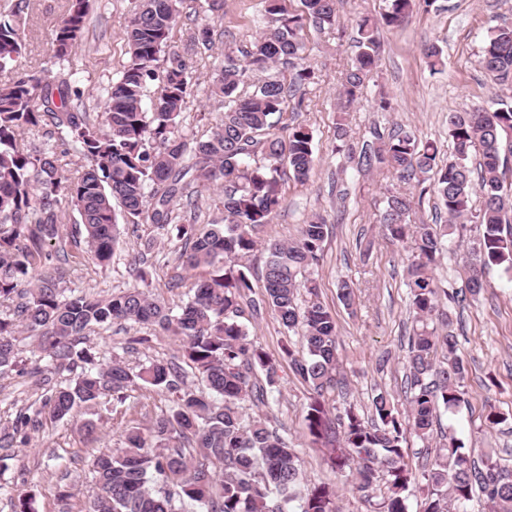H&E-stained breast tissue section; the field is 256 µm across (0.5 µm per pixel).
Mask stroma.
I'll use <instances>...</instances> for the list:
<instances>
[{
  "instance_id": "1",
  "label": "stroma",
  "mask_w": 512,
  "mask_h": 512,
  "mask_svg": "<svg viewBox=\"0 0 512 512\" xmlns=\"http://www.w3.org/2000/svg\"><path fill=\"white\" fill-rule=\"evenodd\" d=\"M65 6V0H30L25 50L15 69L59 71L49 42ZM135 6V0H92L88 29L73 60V79L83 92L91 120H100L107 89L127 61L123 31ZM197 8L196 0H185L171 48L184 55L200 81L180 117L181 128L185 134L203 139L223 113L224 104L207 98L201 84L222 65L225 49L254 39L259 0H224L220 18L213 24L212 50L196 55L186 52L185 47L195 30ZM385 8V0H338L336 26H307L306 63L315 79L302 89L306 108L299 119L313 132L316 161L305 182H284V207L262 232L263 239L284 240L295 237L312 214H322L327 220L323 255L311 274L318 283L321 301L336 317L337 357L345 386L325 395L326 408L334 420L342 418L352 404L363 417H371L372 399L381 391L392 396L399 409H407L406 375L414 329L407 266L414 242L409 238L388 239L379 215L389 193L398 192L413 198L412 223L431 224L437 216L428 184L400 181L382 167L360 169L347 152L337 150V122H344L354 148L373 142L378 133L411 131L419 139L436 141L441 147L440 159L445 162L454 158L448 136L449 113L512 101V81H492L476 65L489 31L512 25V0H434L431 7L414 10L398 26H379L377 67L354 105L341 111L343 72L356 53V22L363 17H379ZM432 44L440 47L445 57V65L438 72L430 70L425 56ZM382 97L389 100L388 109L378 108ZM480 236L478 224H457L449 249L435 269L440 288L453 292L464 287V257L477 247ZM149 237L155 238L156 244L148 289L161 301L180 303L207 272L185 269L167 238L154 236L145 225L121 224L120 242L108 268L98 266L78 247L70 258L53 261L43 272L59 287L109 296L134 285L130 263ZM176 278L181 281L177 288L172 285ZM484 280V289L466 301H442L467 369L466 395L458 408L440 413L430 442L412 435L407 438L404 461L413 477L409 512H420L430 462L447 437L476 448L495 449L501 465L512 469V274L494 266ZM345 282L355 292L350 307L339 298V288ZM249 334L272 356H279L285 343L290 344L296 358L306 356L301 334H286L270 312L252 320ZM86 337L100 364L117 356L135 369L149 360H167L179 353L176 341L155 335L146 325L115 323L94 328ZM72 378V373L60 371L51 374L49 384L43 385L17 370L0 376V430L11 429L22 411L37 421L27 431L26 446L0 448V463L5 466L0 473V512H15L16 495L21 491L34 494L38 512H85L93 485L92 456L102 448L121 447L126 429L148 426L169 410L174 399L168 391L135 389L128 392L124 402L107 398L96 405L78 407L70 418L50 419L44 407L49 385L65 384ZM312 396L310 386L285 362L263 409L270 426L288 437L303 461V480L296 496L304 498L315 487L330 484L336 488L337 512H370V505L342 474L328 466L326 448L313 442L304 420ZM492 407L503 414L505 424L489 427L486 415ZM88 420L98 428L91 438L82 430Z\"/></svg>"
}]
</instances>
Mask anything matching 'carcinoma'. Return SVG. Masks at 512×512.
I'll list each match as a JSON object with an SVG mask.
<instances>
[{"label": "carcinoma", "instance_id": "carcinoma-1", "mask_svg": "<svg viewBox=\"0 0 512 512\" xmlns=\"http://www.w3.org/2000/svg\"><path fill=\"white\" fill-rule=\"evenodd\" d=\"M304 13L290 14L284 0H261L265 29L249 46L224 54V66L207 82L211 97L224 98V112L210 134L190 140L179 130L191 86L183 57L169 56L158 71L161 54L170 47L173 28L184 0H139L125 31L128 60L112 83L102 121H90L73 85V72L62 69L53 78L44 70L15 72L0 85V304L18 297L9 317H0V373L22 362L16 334L36 337L33 353L53 369H80L65 385L55 387L45 406L56 419L76 407L92 405L143 386L177 393L169 411L144 429L126 431L124 446L106 448L94 456V487L86 512H288L293 492L303 479L301 460L288 439L270 429L264 415H245L242 402L257 408L268 403L277 383L278 361L249 339L247 317L272 311L288 330L302 327L307 357L293 360L290 347L283 356L317 393L305 421L314 440L335 434L320 397L338 385L336 319L319 300L316 282L306 276L316 265L328 236L320 215L301 225L296 237L263 242L261 228L282 208L283 176L307 180L315 162L313 134L301 122H288V111L300 112V86L315 74L305 64L304 29L312 22L322 29L336 25V0H301ZM382 14L387 26H397L415 7L434 0H389ZM30 0H14L0 11V71L10 70L25 48V14ZM223 0H203L205 24L190 38L188 50L212 49L209 22L219 16ZM89 0H68L53 32V58L68 62L81 42L89 17ZM358 51L343 77L342 98L350 104L378 59L374 25H358ZM491 79L512 77V26L494 29L477 60ZM294 70L292 79L278 68ZM266 77L254 84L252 77ZM160 80L162 91L152 110L144 107L147 83ZM43 132L39 147H28L23 135ZM454 160L439 165V148L419 144L416 135L402 131L366 145L358 155L365 170L384 166L405 182L425 181L454 223L468 216L482 227L478 247L465 261L467 288L451 294L457 302L484 288L485 269L501 266L512 271V232L504 234L512 213V191L499 176L503 140L512 135V103L494 109L473 107L448 115ZM74 147L86 160L71 176L59 164L55 143ZM479 154L478 168L469 166ZM478 176L482 203L471 209L473 176ZM224 187L214 199L221 220L198 227L202 191ZM123 219L147 225L163 234L175 230V250L186 268L204 267L209 276L189 291L187 301L172 308L147 289L155 240H146L134 263L139 284L110 297L81 292L65 295L39 268L68 256L62 232V205L76 212L81 240L102 268H108L120 231L113 202ZM412 201L391 195L379 216L394 240L414 238L416 254L408 265L411 308L417 323L409 348V408L402 414L384 392L372 399L367 422L354 406L344 411L343 432L336 438L331 462L342 470L351 465L355 489L372 512H408L412 475L404 464L406 434L422 441L433 437L440 408L453 410L464 401L466 366L457 354L456 336L438 335L429 321L438 311L440 294L433 268L446 250L448 228L407 221ZM268 254L265 294L243 306L252 292L246 259L258 245ZM27 285L21 290L19 286ZM307 290L304 306L299 289ZM129 322L150 326L180 344L181 362L152 361L134 372L114 359L97 365L83 346L93 326ZM187 365L202 388L183 387ZM262 373L264 381L257 379ZM30 418L21 416L12 431L0 435V447L27 444ZM474 449L453 437L440 449L428 470L430 486L422 512H461L480 492L490 512H512V469L501 467L490 453L482 465ZM220 465L222 476L211 469ZM386 476V492L373 500L378 473ZM335 493L323 486L305 499L301 512H336Z\"/></svg>", "mask_w": 512, "mask_h": 512}]
</instances>
